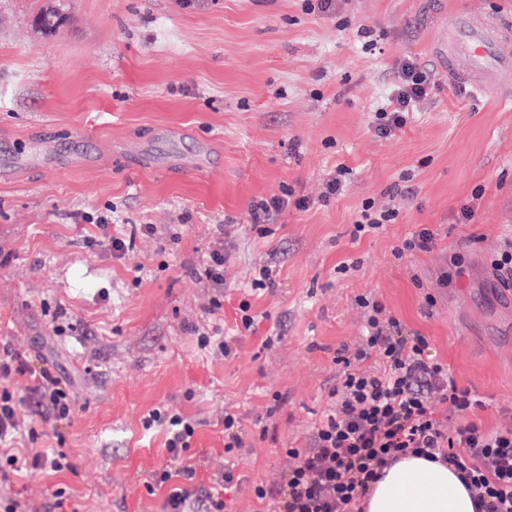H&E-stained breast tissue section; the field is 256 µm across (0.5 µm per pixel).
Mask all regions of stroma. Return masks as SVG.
<instances>
[{"label":"stroma","mask_w":512,"mask_h":512,"mask_svg":"<svg viewBox=\"0 0 512 512\" xmlns=\"http://www.w3.org/2000/svg\"><path fill=\"white\" fill-rule=\"evenodd\" d=\"M302 4L0 0V155L23 156L0 171V342L27 356L19 386L47 359L75 402L74 420L41 444L64 446L76 474L14 480L35 510L63 487L76 512H166L165 492L145 490L167 458L165 433L141 426L166 404L198 424L186 459L197 482L232 512H266L253 487L281 480L283 449L309 446L332 409L365 294L478 395L486 430L512 424V298L490 266L512 240V105L453 86L432 45L448 10L512 19V0H336L331 15ZM407 56L436 87L402 131L378 137L371 115ZM340 165L352 181L323 199ZM286 185L310 207H288L258 234L251 206ZM366 201L400 214L357 237ZM103 213L132 238L125 254L87 247ZM142 224L155 235L138 234ZM423 226L434 248L395 258ZM217 249L213 315L204 269ZM263 268L271 286L251 290ZM243 300L257 316L248 332L235 326ZM202 333L226 338L230 354L201 349ZM228 412L244 440L230 485Z\"/></svg>","instance_id":"1"}]
</instances>
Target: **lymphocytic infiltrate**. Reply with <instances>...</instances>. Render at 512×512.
<instances>
[{"label": "lymphocytic infiltrate", "instance_id": "1", "mask_svg": "<svg viewBox=\"0 0 512 512\" xmlns=\"http://www.w3.org/2000/svg\"><path fill=\"white\" fill-rule=\"evenodd\" d=\"M397 80L374 112L373 130L388 138L403 129L417 103L431 95L434 77L411 58L396 64ZM364 330L329 395L336 408L314 427L306 448H288L292 459L283 480L258 483L253 492L271 512H363L371 484L402 456L419 454L453 466L469 486L476 512H512V425L487 431L471 421L449 428L439 406L467 414L481 407L479 397L461 387L447 367L429 354L425 337L405 335L398 319L370 296H359ZM28 372L24 355L11 345L0 348V484L18 472L49 470L76 473L64 449H39L47 421L71 422L75 407L67 384L53 367L30 372L33 383L13 387L12 374ZM37 419L21 423L23 406ZM144 430L164 427L170 464L154 472L147 492L166 489L168 512H225L223 498L202 493L196 471L186 466L196 422L169 407H157L142 421ZM30 442L25 455L14 453L16 440Z\"/></svg>", "mask_w": 512, "mask_h": 512}]
</instances>
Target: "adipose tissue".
<instances>
[{
    "instance_id": "adipose-tissue-1",
    "label": "adipose tissue",
    "mask_w": 512,
    "mask_h": 512,
    "mask_svg": "<svg viewBox=\"0 0 512 512\" xmlns=\"http://www.w3.org/2000/svg\"><path fill=\"white\" fill-rule=\"evenodd\" d=\"M365 512H475L452 466L408 455L372 485Z\"/></svg>"
}]
</instances>
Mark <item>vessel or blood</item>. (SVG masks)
Wrapping results in <instances>:
<instances>
[{
  "label": "vessel or blood",
  "mask_w": 512,
  "mask_h": 512,
  "mask_svg": "<svg viewBox=\"0 0 512 512\" xmlns=\"http://www.w3.org/2000/svg\"><path fill=\"white\" fill-rule=\"evenodd\" d=\"M509 43L512 25L493 14L459 9L449 13L436 47L451 80L489 97L512 99V89L496 81L499 73L512 71V54L501 51Z\"/></svg>",
  "instance_id": "b4317fda"
}]
</instances>
